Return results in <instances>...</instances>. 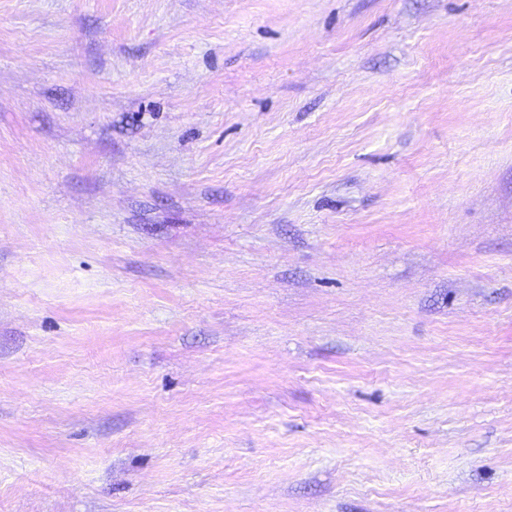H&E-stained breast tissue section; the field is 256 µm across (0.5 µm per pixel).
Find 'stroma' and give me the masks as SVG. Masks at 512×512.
I'll use <instances>...</instances> for the list:
<instances>
[{
	"label": "stroma",
	"mask_w": 512,
	"mask_h": 512,
	"mask_svg": "<svg viewBox=\"0 0 512 512\" xmlns=\"http://www.w3.org/2000/svg\"><path fill=\"white\" fill-rule=\"evenodd\" d=\"M0 512H512V0H0Z\"/></svg>",
	"instance_id": "stroma-1"
}]
</instances>
